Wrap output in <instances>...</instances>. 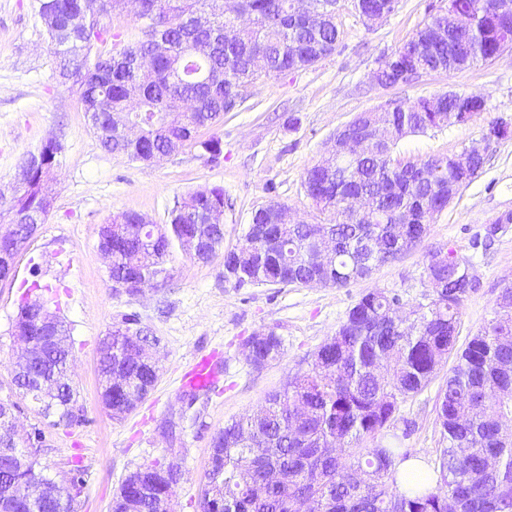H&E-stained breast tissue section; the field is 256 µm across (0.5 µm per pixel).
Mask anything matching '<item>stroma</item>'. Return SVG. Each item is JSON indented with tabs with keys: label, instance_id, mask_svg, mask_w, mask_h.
<instances>
[{
	"label": "stroma",
	"instance_id": "stroma-1",
	"mask_svg": "<svg viewBox=\"0 0 512 512\" xmlns=\"http://www.w3.org/2000/svg\"><path fill=\"white\" fill-rule=\"evenodd\" d=\"M447 0H398L394 13L366 24L354 0H338L341 31L336 52L313 66L277 78H261L244 107L201 128L199 139L218 137L219 161L197 146L143 164L106 151L95 137L76 93L56 72L36 0H0V182L11 181L27 151L47 140L60 143L53 170L54 204L27 250L16 259L17 277L0 287V399L9 386L18 343L12 324L27 283L57 295L58 314L72 328L71 378L84 414L73 428L49 425L29 406L18 415L21 431L40 428L48 474L79 469L85 482L77 512H110L113 497L141 464L163 456L183 473L174 512H198L213 435L231 419L260 407L267 395L307 368L313 353L371 290L398 294L412 307L430 288L426 254L450 247L471 265L477 286L464 299L460 343H467L493 315L512 285V224L488 229L512 213V137L484 142L489 123L512 127V51L490 62L434 73L409 86L385 88L372 75ZM476 93L485 109L472 120L405 138V158L445 157L483 145L487 161L447 209L435 215L420 244L371 276L344 288L239 284L224 276V254L240 247L255 212L277 201L308 222L319 216L303 188L306 170L323 155L337 130L359 113L390 102L410 103L438 95ZM224 190V249L206 263L173 249L172 278L159 288L130 294L107 281L108 260L98 247L102 224L136 211L155 224L169 221L177 198L203 187ZM133 315L160 340L159 378L150 394L123 420L104 409L97 379L100 339L122 316ZM275 331L284 341L279 359L256 368L246 360L245 340ZM209 358L214 382L186 406L181 378ZM450 365H443L415 396L402 403L382 443L411 458L437 465L445 446L435 406Z\"/></svg>",
	"mask_w": 512,
	"mask_h": 512
}]
</instances>
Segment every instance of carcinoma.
I'll list each match as a JSON object with an SVG mask.
<instances>
[{
  "mask_svg": "<svg viewBox=\"0 0 512 512\" xmlns=\"http://www.w3.org/2000/svg\"><path fill=\"white\" fill-rule=\"evenodd\" d=\"M225 0H140L136 20L143 38L116 56L104 57L99 45L110 30L91 27L74 31L69 19L79 13L108 17L124 10L123 0H38L39 18L51 17L50 49L59 62V76L79 95L83 111L101 146L132 161L152 162L175 154L195 142L198 130L214 126L224 113L241 106L261 77H279L307 68L334 53L340 42L336 0L327 19L308 25L292 9L291 0H239L248 23L224 33L221 4ZM512 0H457L475 15L478 35H450L437 41L431 20L399 47L382 65L383 81L392 87L409 83L407 68L422 72L450 71L489 59L496 39L482 32L498 22L512 28ZM397 0H362L368 8L389 14ZM483 97L456 93L430 100L397 102L385 109L363 112L353 125L374 129L369 150L350 160L325 155L304 175L303 186L328 222L278 224L272 206L255 212L244 244L224 254V263L238 267L237 283L266 286H305L316 280L323 287L343 288L350 278H363L375 267L396 260L426 234L435 213L448 207L451 168H438L436 158L417 159L420 170L400 169L395 149L408 135L456 124L454 110L474 106ZM135 123L143 135L131 140L124 126ZM59 145L49 141L28 152L31 157L23 190L3 196L9 221L26 229L42 224L54 196L51 173ZM367 196L375 210L357 213L348 198ZM403 213L413 215L400 223ZM224 190L206 187L175 202L170 222L143 228V215L125 212L115 228L99 239L110 263L108 281H144L161 286L170 280L167 257L186 238L208 240L212 251L224 245ZM319 238L335 241V251L320 266L309 260ZM374 238L372 254L360 251ZM469 264L449 248L439 263L428 261L426 275L439 283L438 296L412 306L411 315L394 319L395 295L373 290L347 311L335 333L315 352L306 369L298 370L286 386L265 399L258 411L224 425L212 447L224 449L223 459L206 471L200 512H287L299 499L312 501L316 512H512V432L500 420L512 419V285L499 295L493 317L462 349L457 347L459 314L474 287L465 278ZM34 281L22 296L15 326L35 332L44 316L53 322L54 345L45 351L43 369L62 381L58 389L18 394L29 400L37 415L54 426L72 427L83 421L77 393L67 379L72 349L71 327L50 311L58 305L40 293ZM126 329L114 328L99 345L98 373L105 382L100 394L114 420L132 409L129 397L150 392L159 366L142 359L139 346L158 338L125 316ZM250 363L261 368L277 359L283 340L274 331L249 338ZM456 354L436 407V423L448 446L443 449L434 478L404 490L396 466L401 449L364 442L395 421L400 406L419 393L437 370ZM24 459H8L0 439V501L8 512H56L48 502L35 507L11 493L32 473L41 472L44 432L37 428ZM497 466L486 465L488 457ZM162 461L140 465L133 476L151 486L154 501L140 512H158L157 501L175 492L177 481L161 475ZM69 512H76L83 493L77 473L64 479Z\"/></svg>",
  "mask_w": 512,
  "mask_h": 512,
  "instance_id": "carcinoma-1",
  "label": "carcinoma"
}]
</instances>
